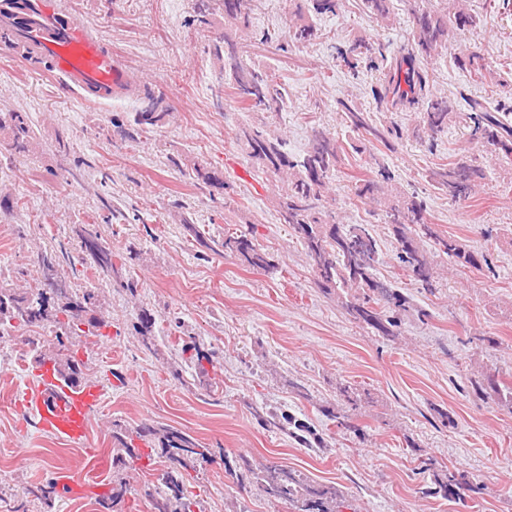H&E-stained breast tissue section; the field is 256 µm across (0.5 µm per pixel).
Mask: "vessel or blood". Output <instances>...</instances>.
<instances>
[{"label":"vessel or blood","mask_w":512,"mask_h":512,"mask_svg":"<svg viewBox=\"0 0 512 512\" xmlns=\"http://www.w3.org/2000/svg\"><path fill=\"white\" fill-rule=\"evenodd\" d=\"M0 43L41 53L52 74L84 102L124 97L131 79L121 60L61 0H27L17 8L0 0ZM104 389L94 383L63 381L44 366L25 392V409L38 428L73 445H85L93 413L104 402Z\"/></svg>","instance_id":"1"}]
</instances>
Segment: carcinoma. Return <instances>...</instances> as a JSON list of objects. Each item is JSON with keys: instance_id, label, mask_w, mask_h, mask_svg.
I'll list each match as a JSON object with an SVG mask.
<instances>
[{"instance_id": "cac0c4a2", "label": "carcinoma", "mask_w": 512, "mask_h": 512, "mask_svg": "<svg viewBox=\"0 0 512 512\" xmlns=\"http://www.w3.org/2000/svg\"><path fill=\"white\" fill-rule=\"evenodd\" d=\"M454 26L475 27L477 20L463 7L452 14L444 9H429L417 14L414 31L417 53L423 57L432 56L448 41V32ZM459 63L469 66L481 80L494 78V69L478 52L459 58ZM229 66L231 83L243 110L253 112L280 108V92L269 83L266 75L235 60ZM388 91L399 103L421 107L424 123L431 134L438 135L448 128L453 106L447 99L431 93L427 77L420 71L409 68L405 79L395 78L388 84ZM145 101L146 109L135 113L134 123L137 125H153L161 118V113L154 111L158 104L154 96L145 94ZM473 109L477 114H469L467 119L474 121L483 142L512 154V129L494 113L484 110L481 103H475ZM0 131L9 135L13 148L18 151L25 150L32 137L28 117L20 112H1ZM240 139L257 166L274 174L284 169L290 171L279 198L280 212L310 259L317 287L329 291L335 288L355 290L353 300L346 303L349 316L387 337L396 334L401 318L413 312L419 317L427 316V313L414 308L410 297L392 282L376 276L379 244L368 225L338 224L326 220L322 210V192L342 150L335 137L321 128L312 129L308 149L295 159L282 150L280 139L263 130L244 128ZM479 177L481 169L464 162L452 167H438L429 175L431 182L452 199L466 195L472 182ZM380 193L382 187L376 179H359L355 183V194L359 197L368 198ZM384 206L386 223L394 227L398 259L407 275L422 287H432L434 278L430 256L421 245L424 238L434 243L437 253L448 256L455 263L479 266L476 256L457 239L441 237L432 230L425 220L422 203L410 198L401 203L386 201ZM83 244L95 271L111 277L116 270L112 250L92 232H84ZM221 247L250 269L263 272L275 269L269 254L244 233L225 236ZM69 294L71 288L58 276L55 264L48 258L43 259L42 276L30 290L11 292L0 289V334L15 328L49 331L54 342L52 348L45 352L39 351L40 340H29L35 350V365L41 367L50 362L59 376L78 384L85 380L83 368L86 364L76 359L70 338L79 334L95 335V330L104 325V320L95 314L94 294L84 293L81 302L72 300ZM472 389L480 398L494 395L512 402V383L507 385L494 376L472 382ZM136 438L150 449L148 456L158 454L170 462L162 487L144 491L151 512H194L196 503L190 500L186 487V457L204 460L209 449L177 429L157 430L145 424L130 433L119 430L112 434L116 471L120 472L141 459L140 449L133 444ZM239 468L241 475L253 476L271 500L288 505L289 512H340L343 506V502L337 501V495L329 489L312 484L278 465L266 466L257 473L249 460L243 457ZM456 487L469 489L465 479L445 470L436 476L430 493L460 501L462 496L455 493ZM29 493L41 502L44 512H53L58 497L56 484L49 482L29 490Z\"/></svg>"}]
</instances>
